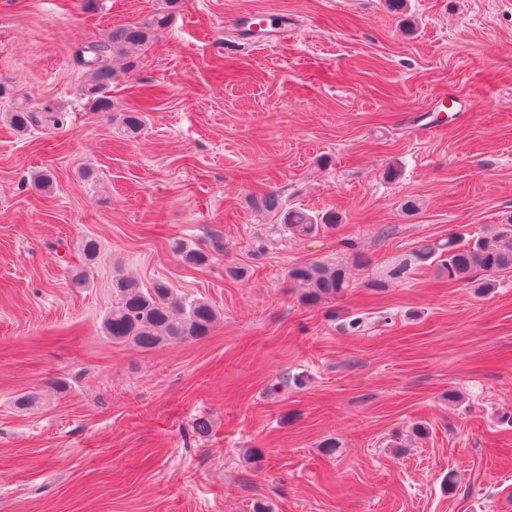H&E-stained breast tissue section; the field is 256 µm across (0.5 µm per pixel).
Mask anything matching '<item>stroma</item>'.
<instances>
[{
	"label": "stroma",
	"mask_w": 512,
	"mask_h": 512,
	"mask_svg": "<svg viewBox=\"0 0 512 512\" xmlns=\"http://www.w3.org/2000/svg\"><path fill=\"white\" fill-rule=\"evenodd\" d=\"M162 5L0 0V512H512V273L484 296L434 265L367 285L512 215V0H180L108 87L146 116L131 138L90 110L76 51ZM257 10L287 42L244 36ZM451 94L473 105L435 127ZM269 190L343 221L253 257ZM175 238L223 248L192 268ZM315 261L357 287L306 304L287 271ZM118 275L207 300L213 334L112 343ZM246 25L263 33V40L268 46L282 44L288 39V21L278 14L267 12H252L246 17Z\"/></svg>",
	"instance_id": "35a3bbf8"
}]
</instances>
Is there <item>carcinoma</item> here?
<instances>
[{"label":"carcinoma","instance_id":"1","mask_svg":"<svg viewBox=\"0 0 512 512\" xmlns=\"http://www.w3.org/2000/svg\"><path fill=\"white\" fill-rule=\"evenodd\" d=\"M177 3L178 0H167L166 8L141 23L116 29L81 47L78 55L86 76L83 95L92 111H112L107 88L114 76V58L122 59L125 71H135L139 58L130 54V49L145 47L164 32ZM10 119L24 131L29 127L32 112L19 104L10 112ZM119 120L122 131L128 134L140 132L144 125L140 112H124ZM253 207L257 215L271 221L277 230L293 236H314L320 229L334 228L342 221L334 211L311 215L301 208L289 207L276 191L257 198ZM171 249L191 267L206 266L212 261L211 250L191 247L180 239L171 243ZM432 264L448 279L470 284L477 294L489 293L496 287L497 276L512 272V216L492 234L470 241L454 232L445 241L421 240L405 257L386 267L371 286L384 288L388 282L402 280L412 270ZM287 276L291 283L304 289L301 298L312 304L344 294L353 285L349 267L329 262L298 265L289 269ZM217 319V311L209 302L180 295L164 281L144 288L131 278L117 276L112 279V306L103 318L102 329L116 344L152 350L204 338L212 333Z\"/></svg>","mask_w":512,"mask_h":512}]
</instances>
